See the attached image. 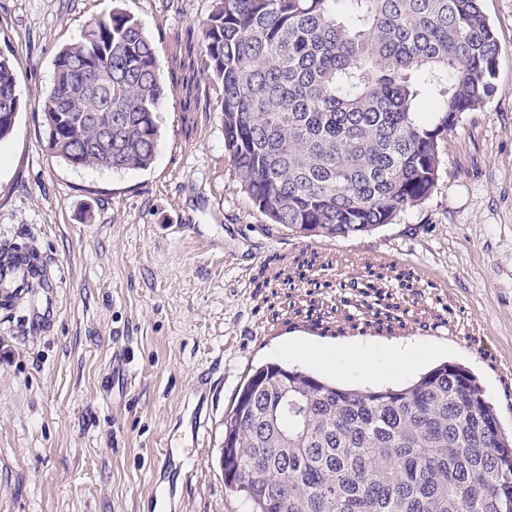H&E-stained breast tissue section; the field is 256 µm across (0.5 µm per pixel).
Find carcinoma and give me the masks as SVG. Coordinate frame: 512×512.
<instances>
[{
    "instance_id": "1",
    "label": "carcinoma",
    "mask_w": 512,
    "mask_h": 512,
    "mask_svg": "<svg viewBox=\"0 0 512 512\" xmlns=\"http://www.w3.org/2000/svg\"><path fill=\"white\" fill-rule=\"evenodd\" d=\"M483 0H214L196 46L221 88L224 151L272 224L346 237L423 203L440 144L497 91ZM45 136L74 167L146 169L168 95L140 22L115 7L56 58ZM20 97L0 56V140ZM124 115L112 146L81 117ZM224 484L251 512H512V436L468 369L352 390L257 367L224 417Z\"/></svg>"
}]
</instances>
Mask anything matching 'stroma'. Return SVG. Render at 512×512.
<instances>
[{"label": "stroma", "mask_w": 512, "mask_h": 512, "mask_svg": "<svg viewBox=\"0 0 512 512\" xmlns=\"http://www.w3.org/2000/svg\"><path fill=\"white\" fill-rule=\"evenodd\" d=\"M116 5L152 38L173 91L148 169L76 168L50 153L42 104L60 48ZM212 6L0 0V55L21 100L0 140V247L34 249L49 275L29 307L0 308V512H152L164 451L196 409L203 439L166 512H248L224 485V416L266 363L348 389L455 363L512 434V0H483L497 91L443 142L432 194L395 223L331 239L269 223L224 151L218 86L180 87L187 34ZM354 277L373 291L357 305Z\"/></svg>", "instance_id": "35a3bbf8"}]
</instances>
